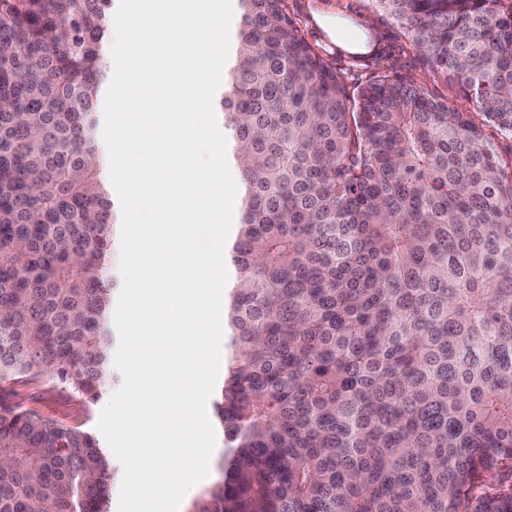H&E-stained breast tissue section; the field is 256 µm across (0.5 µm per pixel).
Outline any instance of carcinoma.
Masks as SVG:
<instances>
[{
	"mask_svg": "<svg viewBox=\"0 0 512 512\" xmlns=\"http://www.w3.org/2000/svg\"><path fill=\"white\" fill-rule=\"evenodd\" d=\"M375 2L512 134V8ZM237 11L223 477L189 512H512V165L420 86L349 93L287 0ZM111 26L112 0H0V512H110L109 449L7 385L112 381Z\"/></svg>",
	"mask_w": 512,
	"mask_h": 512,
	"instance_id": "1",
	"label": "carcinoma"
}]
</instances>
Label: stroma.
I'll return each instance as SVG.
<instances>
[{
	"label": "stroma",
	"instance_id": "35a3bbf8",
	"mask_svg": "<svg viewBox=\"0 0 512 512\" xmlns=\"http://www.w3.org/2000/svg\"><path fill=\"white\" fill-rule=\"evenodd\" d=\"M288 13L302 37L321 54L341 76L348 91L373 82L381 76L422 85L434 98L460 102L457 84L437 72L432 63L414 46L408 35L373 0H288ZM342 17L369 29L377 49L370 55H352L337 48L325 27V18ZM12 397L41 415L62 420L97 433L104 401L85 403L69 390L49 379L12 384Z\"/></svg>",
	"mask_w": 512,
	"mask_h": 512
}]
</instances>
